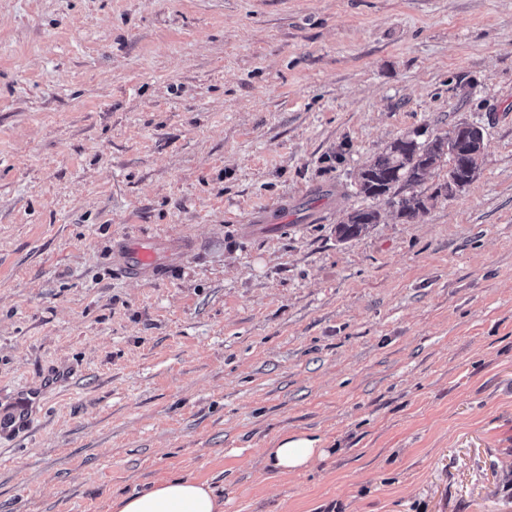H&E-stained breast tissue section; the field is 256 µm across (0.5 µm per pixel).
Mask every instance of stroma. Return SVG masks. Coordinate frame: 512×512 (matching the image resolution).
<instances>
[{
	"mask_svg": "<svg viewBox=\"0 0 512 512\" xmlns=\"http://www.w3.org/2000/svg\"><path fill=\"white\" fill-rule=\"evenodd\" d=\"M461 192L341 241L396 138ZM188 258L133 282L121 235ZM0 512H512V0H0ZM321 438L282 473L264 451ZM114 512H222L211 486L188 478L154 484L112 503Z\"/></svg>",
	"mask_w": 512,
	"mask_h": 512,
	"instance_id": "stroma-1",
	"label": "stroma"
}]
</instances>
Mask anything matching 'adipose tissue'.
<instances>
[{"label": "adipose tissue", "mask_w": 512, "mask_h": 512, "mask_svg": "<svg viewBox=\"0 0 512 512\" xmlns=\"http://www.w3.org/2000/svg\"><path fill=\"white\" fill-rule=\"evenodd\" d=\"M324 450L320 438H284L266 449L272 468L288 473L307 467ZM114 512H222V503L211 486L188 478L167 480L128 493L115 502Z\"/></svg>", "instance_id": "obj_1"}]
</instances>
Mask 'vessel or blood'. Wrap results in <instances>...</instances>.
I'll list each match as a JSON object with an SVG mask.
<instances>
[{
  "label": "vessel or blood",
  "instance_id": "1",
  "mask_svg": "<svg viewBox=\"0 0 512 512\" xmlns=\"http://www.w3.org/2000/svg\"><path fill=\"white\" fill-rule=\"evenodd\" d=\"M187 248L176 237L145 239L121 236L114 240L112 261L129 278L151 280L158 278L164 268L183 262Z\"/></svg>",
  "mask_w": 512,
  "mask_h": 512
}]
</instances>
